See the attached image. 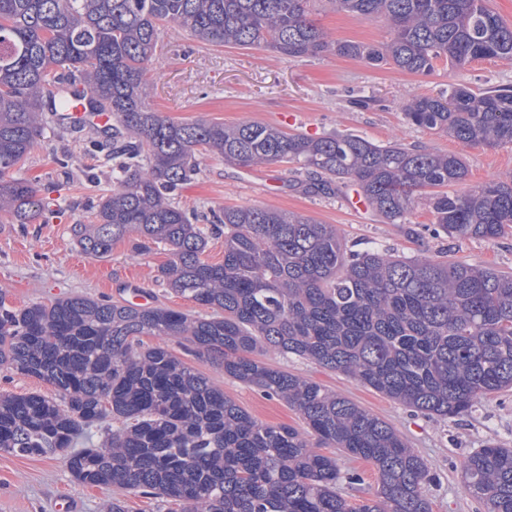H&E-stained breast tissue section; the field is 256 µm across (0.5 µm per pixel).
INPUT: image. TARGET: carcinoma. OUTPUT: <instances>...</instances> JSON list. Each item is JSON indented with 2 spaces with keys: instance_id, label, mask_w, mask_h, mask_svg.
Returning <instances> with one entry per match:
<instances>
[{
  "instance_id": "cac0c4a2",
  "label": "carcinoma",
  "mask_w": 512,
  "mask_h": 512,
  "mask_svg": "<svg viewBox=\"0 0 512 512\" xmlns=\"http://www.w3.org/2000/svg\"><path fill=\"white\" fill-rule=\"evenodd\" d=\"M357 19L382 18L388 38L367 45L329 38L313 0H0V216L45 224L42 187L20 175L47 125L64 124L61 81L90 92L112 113V190L90 206L76 235L94 257L135 235L139 256L168 252L156 281L211 310L206 317L110 299L70 297L16 308L0 289V366L56 389L0 394V451L62 454L80 484L117 488L181 512H432L425 461L386 421L321 384L253 357L259 349L348 373L415 412L461 417L483 396L512 390V274L387 249L351 250L330 224L260 206L202 216L179 205L200 157L240 168L294 164L315 190L354 183L387 224L423 199L435 231L494 241L512 232V179L456 194L468 168L455 153L377 145L333 133L316 139L273 125L177 121L147 103L144 77L162 29L175 23L211 44L264 48L289 57L334 53L429 75L436 63L512 61V25L487 0H334ZM409 123L464 146L512 148V89L419 95ZM210 224L204 231L200 222ZM224 235V261L202 259L209 235ZM159 338L154 345L143 337ZM180 336L224 374L288 403L305 431L263 423L174 356ZM112 418L95 447L75 448ZM334 448L371 464L376 492L351 504ZM461 474L485 512H512V448L471 452Z\"/></svg>"
}]
</instances>
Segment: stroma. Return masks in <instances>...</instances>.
Instances as JSON below:
<instances>
[{"mask_svg":"<svg viewBox=\"0 0 512 512\" xmlns=\"http://www.w3.org/2000/svg\"><path fill=\"white\" fill-rule=\"evenodd\" d=\"M316 17L329 36L339 40L377 43L387 37L384 20L361 21L336 9L333 0H315ZM147 100L176 120L203 119L235 125L263 122L290 133L318 138L332 132L352 134L378 144L395 141L409 149L461 155L468 175L455 193L468 192L492 178L512 177V148L487 150L464 146L440 133L409 124L405 103L415 95H438L460 84L482 92L512 87V63L479 59L456 69L438 63L428 76L337 56L291 58L270 50L212 46L197 41L179 26L168 25L155 61L146 76ZM100 130L63 126L48 131L33 148L21 174L51 187L53 213L45 224H10L0 220V289L12 305L23 307L81 296L119 299V291L136 285L154 304L188 316L205 310L156 282L165 252L138 256L130 240L112 247L109 255L93 257L80 251L74 227L91 220L89 206L112 188V171L84 142ZM68 156V169L56 157ZM310 180L287 164L249 169L205 156L200 172L183 186L180 206L206 213L227 206H263L315 217L336 227L348 246L389 248L398 254L447 253L449 259L512 272V234L487 242L454 240L435 234L426 202H418L402 224L383 223L362 200L357 186L339 192L309 193ZM173 354L222 389L255 419L269 424H298L284 400L225 376L217 364L185 351L168 339ZM272 368L315 381L394 427L422 457L432 476L424 492L432 512H484L483 504L461 478L463 459L495 442L512 447V391L484 396L472 412L454 419L417 413L363 385L353 376L273 350L255 352ZM113 492L75 481L62 458L19 457L0 451V512H107Z\"/></svg>","mask_w":512,"mask_h":512,"instance_id":"stroma-1","label":"stroma"}]
</instances>
